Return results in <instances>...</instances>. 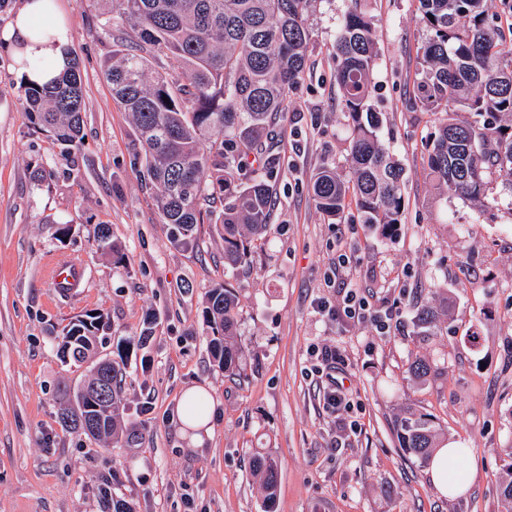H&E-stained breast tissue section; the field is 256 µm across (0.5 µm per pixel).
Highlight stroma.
Wrapping results in <instances>:
<instances>
[{
  "label": "stroma",
  "mask_w": 512,
  "mask_h": 512,
  "mask_svg": "<svg viewBox=\"0 0 512 512\" xmlns=\"http://www.w3.org/2000/svg\"><path fill=\"white\" fill-rule=\"evenodd\" d=\"M59 4L86 103L84 141L69 157L32 128L12 52L0 42V512H103L105 481L135 512H261L251 471L259 453L280 464L276 512H512L501 489L512 462V176L494 173L480 205L439 193L429 180L435 117L413 105L426 37L418 0L363 4L377 49L369 104L381 118V143L405 169L397 233L360 223L352 207L331 224L314 206L317 169L350 174L332 47L354 7L316 0L306 75L274 128L272 219L250 264L230 275L218 225H197L190 243H173L155 189L139 176L134 129L104 77L112 51L104 0ZM101 224L125 265L98 252ZM347 249L351 284L373 307L396 310L389 335L316 308L341 300L342 286L329 278ZM73 262L83 268L78 287L52 288L49 270ZM221 281L239 299L243 372L235 379L206 349L202 311ZM423 288L449 298L440 335L426 340L411 325ZM92 310L110 325L101 355L127 352L119 407L126 440L118 445L58 422L60 389L82 379L61 362L59 334ZM150 313L157 321L141 350L135 341ZM324 345L341 354L328 376L313 371ZM417 356L431 366L423 381L407 372ZM331 376L360 406L356 432L342 431L324 406ZM197 385L215 403L199 440L176 417L182 393ZM407 410L432 415L442 442L469 449L457 463L473 472L465 496H443L426 462L401 450L393 427Z\"/></svg>",
  "instance_id": "1"
}]
</instances>
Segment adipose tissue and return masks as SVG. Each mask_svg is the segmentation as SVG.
<instances>
[{"instance_id":"adipose-tissue-1","label":"adipose tissue","mask_w":512,"mask_h":512,"mask_svg":"<svg viewBox=\"0 0 512 512\" xmlns=\"http://www.w3.org/2000/svg\"><path fill=\"white\" fill-rule=\"evenodd\" d=\"M4 39L13 53L23 54L24 64L17 72L25 80L45 83L62 69L71 48V32L57 0H23L13 25ZM458 448L437 449L429 460L428 475L444 496L456 498L466 494L471 484L467 475L451 478L450 468L459 461Z\"/></svg>"}]
</instances>
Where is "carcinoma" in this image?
Masks as SVG:
<instances>
[{"label": "carcinoma", "instance_id": "1", "mask_svg": "<svg viewBox=\"0 0 512 512\" xmlns=\"http://www.w3.org/2000/svg\"><path fill=\"white\" fill-rule=\"evenodd\" d=\"M103 26L119 33L106 65L112 97L130 113L141 150L143 177L156 188V205L171 238L191 241L204 217L214 218L224 240V268L248 264L251 244L267 230L273 206L270 181L272 129L288 93L304 79L312 35L307 17L315 0H106ZM420 21L429 31L418 49L415 104L431 112L441 103L460 106L438 119L427 157L437 190L482 202L496 171L512 176V43L508 44L489 0H419ZM434 19H429V16ZM336 82L350 120L352 177L323 166L313 176L316 210L331 223L354 202L361 223L390 234L401 223L403 168L389 158L377 135L378 120L368 105L376 58L374 28L361 11L348 12L334 46ZM179 59L182 77L152 75L160 55ZM19 102L33 128L48 133L65 156L80 143L85 101L79 61L69 53L53 81L23 82ZM480 117L472 121L469 115ZM257 166L243 171L248 156ZM98 248L115 264L125 256L112 242L109 226L96 232ZM416 306L419 336L440 334L448 295L439 288ZM238 298L229 283L207 293L204 318L211 329L207 350L215 366L231 377L240 368L235 342ZM61 331L60 359L76 367L95 354L105 316L85 313ZM119 362L99 360L88 380L63 392L59 420L83 429L93 420L95 440L120 442ZM104 385L107 401L85 390ZM402 450L429 458L440 447V427L429 414L406 412L395 420ZM263 512H273L278 461H253Z\"/></svg>", "mask_w": 512, "mask_h": 512}]
</instances>
